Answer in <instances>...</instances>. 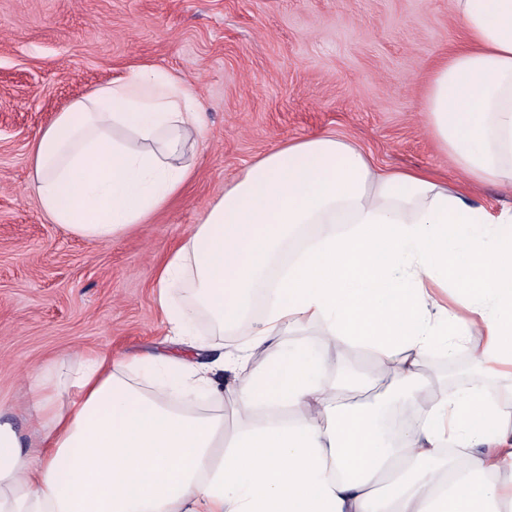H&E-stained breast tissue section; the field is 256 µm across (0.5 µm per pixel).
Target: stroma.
<instances>
[{
	"instance_id": "1",
	"label": "stroma",
	"mask_w": 512,
	"mask_h": 512,
	"mask_svg": "<svg viewBox=\"0 0 512 512\" xmlns=\"http://www.w3.org/2000/svg\"><path fill=\"white\" fill-rule=\"evenodd\" d=\"M463 32L452 0H0V402L22 434L25 374L78 354L172 355L154 306L158 267L251 162L289 140L354 139L382 167L455 179L427 132L431 66ZM151 63L191 83L205 114L196 176L151 223L93 242L50 223L28 185L29 148L70 100ZM342 389L387 429L413 408L374 358L333 345ZM430 389L482 381L512 413V368L470 347L419 366Z\"/></svg>"
}]
</instances>
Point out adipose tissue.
Instances as JSON below:
<instances>
[{
    "label": "adipose tissue",
    "instance_id": "1",
    "mask_svg": "<svg viewBox=\"0 0 512 512\" xmlns=\"http://www.w3.org/2000/svg\"><path fill=\"white\" fill-rule=\"evenodd\" d=\"M464 45L431 72L425 126L460 174L387 170L349 139H294L249 164L159 268L156 307L174 342L254 320L211 361L82 354L66 381L27 376L37 426L0 421V512H512V420L480 386L428 397L420 359L479 338L486 370L512 364V209L475 186L512 189V0H453ZM206 127L191 85L154 65L70 101L30 149L44 216L109 242L192 180ZM193 288L176 306L173 290ZM449 288L466 315L438 303ZM303 327L362 346L408 386L418 414L385 446L337 399L334 357L270 340ZM233 376L223 388L219 373ZM209 400L208 410L191 397ZM236 431L224 435V404ZM394 477L378 494L381 474ZM477 201L493 210L509 208L512 206V191H505L494 184H487L480 189Z\"/></svg>",
    "mask_w": 512,
    "mask_h": 512
}]
</instances>
